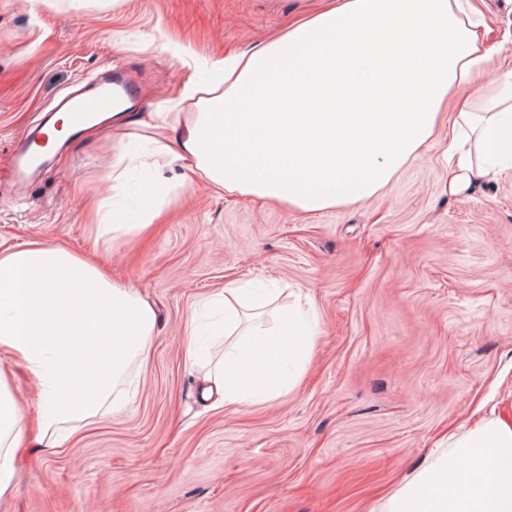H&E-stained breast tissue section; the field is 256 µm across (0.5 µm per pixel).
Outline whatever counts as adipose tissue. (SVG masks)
Masks as SVG:
<instances>
[{"label": "adipose tissue", "mask_w": 512, "mask_h": 512, "mask_svg": "<svg viewBox=\"0 0 512 512\" xmlns=\"http://www.w3.org/2000/svg\"><path fill=\"white\" fill-rule=\"evenodd\" d=\"M473 0H333L247 55L204 60L225 90L199 112L133 120L173 165L214 186L313 213L365 201L433 136L451 90L477 85L479 105L452 113L450 192L512 168V71L496 70ZM232 344L197 375L207 408L247 405L285 387L314 334L303 314L240 331L239 290L225 284ZM153 306L103 263L64 246L0 250V500L22 449L42 451L119 410L148 357ZM37 390L36 423L4 369ZM389 498L385 512H512V426L486 419Z\"/></svg>", "instance_id": "obj_1"}]
</instances>
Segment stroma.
Here are the masks:
<instances>
[{"instance_id": "stroma-1", "label": "stroma", "mask_w": 512, "mask_h": 512, "mask_svg": "<svg viewBox=\"0 0 512 512\" xmlns=\"http://www.w3.org/2000/svg\"><path fill=\"white\" fill-rule=\"evenodd\" d=\"M318 0H0V249L96 246L92 209L119 224L161 205L138 174L181 186L144 239L112 252L113 277L157 310L152 358L125 405L56 453L25 458L0 512H374L425 461L495 414L512 424V168L448 192L440 127L372 198L316 213L154 171V146L109 135L52 153L17 186L12 142L61 94L108 65L142 112L184 99L195 61L285 31ZM121 164L120 193L102 173ZM281 287L257 322L311 307L317 334L298 385L272 400L203 410L181 341L225 283Z\"/></svg>"}]
</instances>
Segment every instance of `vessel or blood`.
Listing matches in <instances>:
<instances>
[{
  "mask_svg": "<svg viewBox=\"0 0 512 512\" xmlns=\"http://www.w3.org/2000/svg\"><path fill=\"white\" fill-rule=\"evenodd\" d=\"M129 84L112 71L100 73L86 85L73 88L57 98L53 111L67 113L71 134H78L79 128L90 115L109 112L130 93ZM44 141L24 137L14 141L11 161L18 179L25 180L43 169L42 150Z\"/></svg>",
  "mask_w": 512,
  "mask_h": 512,
  "instance_id": "vessel-or-blood-1",
  "label": "vessel or blood"
}]
</instances>
